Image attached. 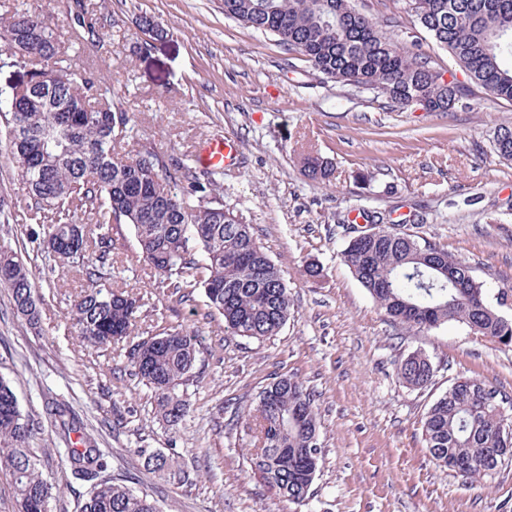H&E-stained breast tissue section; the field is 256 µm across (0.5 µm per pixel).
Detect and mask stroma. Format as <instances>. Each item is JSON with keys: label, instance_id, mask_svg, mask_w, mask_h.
Masks as SVG:
<instances>
[{"label": "stroma", "instance_id": "obj_1", "mask_svg": "<svg viewBox=\"0 0 512 512\" xmlns=\"http://www.w3.org/2000/svg\"><path fill=\"white\" fill-rule=\"evenodd\" d=\"M110 42L84 38L73 0H0V15L41 7L70 36L73 54L102 78L112 108L128 118L125 149L146 147L194 164L199 144L228 138L234 166L216 176L217 204L252 225L281 269L291 316L263 341L224 333L203 289L181 298L158 287L134 231L113 234L112 281L142 297L134 333L198 332L200 379L182 388L189 415L163 422L152 389L129 374L128 341L82 346L70 308L76 272L61 268L35 241L33 224L13 215L0 245L30 271L42 320L31 329L0 285V378L38 427L30 447L60 493L51 512H80L90 483L61 469L64 446L48 412L68 404L85 432L108 452L107 476L152 495L162 512H512V458L476 482L438 467L422 436L433 402L466 376L512 398V348L448 322L417 335L397 330L341 263L347 238L337 219L364 208L383 213L397 232L418 236L474 268L485 302L512 319V162L493 150L512 128V103L468 84L448 112L395 111L384 99L313 75L305 57L274 36L224 15L223 0H90ZM430 68H451L408 12V0H353ZM169 28L152 40L143 18ZM327 161V180L309 179L307 156ZM318 264L319 277L305 268ZM430 359L433 378L413 388L397 373L409 354ZM281 377L317 399L322 458L306 505L279 497L251 470L253 436L230 430ZM175 458L192 484L152 473L146 453Z\"/></svg>", "mask_w": 512, "mask_h": 512}]
</instances>
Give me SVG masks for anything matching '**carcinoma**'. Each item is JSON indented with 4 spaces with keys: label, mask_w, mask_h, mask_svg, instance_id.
I'll return each instance as SVG.
<instances>
[{
    "label": "carcinoma",
    "mask_w": 512,
    "mask_h": 512,
    "mask_svg": "<svg viewBox=\"0 0 512 512\" xmlns=\"http://www.w3.org/2000/svg\"><path fill=\"white\" fill-rule=\"evenodd\" d=\"M224 15L270 33L334 83L352 85L382 97L391 108L418 107L448 112L464 94L456 79L428 66L426 59L398 46L381 26L351 0H223ZM414 21L448 50L454 66L499 99L512 102V0H409ZM74 13L84 31L103 41L88 20L90 5L76 0ZM41 33L33 49L8 55L26 71L27 83L0 87V121L7 148L24 191L23 213L46 227L43 243L61 267L85 284L72 304L79 342L100 348L131 336L138 294L101 287L112 269V231L128 224L145 261L160 284L201 288L224 319V333L260 340L277 334L291 315L288 288L280 269L257 243L252 227L222 206L212 205L214 172L181 166L185 186L175 182L165 160L151 149L117 157L127 119L112 109L102 82L72 62L69 40L51 16L22 10L0 18V50L12 36ZM497 156L512 160V129L494 143ZM87 217L84 224L79 216ZM375 230L354 233L340 253L342 263L401 331L419 334L448 321L476 335L512 347V320L487 304L483 283L466 263L447 251L393 231L384 217L363 212ZM201 259H196V256ZM0 284L10 288L14 310L36 329L41 310L32 295L30 273L17 254L0 245ZM197 336L174 330L132 343L128 360L134 376L155 393L162 420L177 424L189 413L179 387L195 378ZM401 379L424 387L433 377L429 358L415 351L399 365ZM507 400L485 382L456 379L429 408L422 434L438 466L476 481L496 470L512 445L500 428ZM50 416L64 437L81 423L65 405ZM261 420L260 446L250 452L251 469L276 494L302 505L322 454L313 395L292 378L269 384L255 408L243 417ZM34 420L23 414L11 385L0 379V461L12 472L18 512H50L60 487L43 479L30 451ZM146 467L182 484L190 472L172 457L149 454ZM61 466L79 480L94 483L82 512H160L157 501L124 484L101 478L108 466L92 439L82 437L65 449Z\"/></svg>",
    "instance_id": "obj_1"
}]
</instances>
